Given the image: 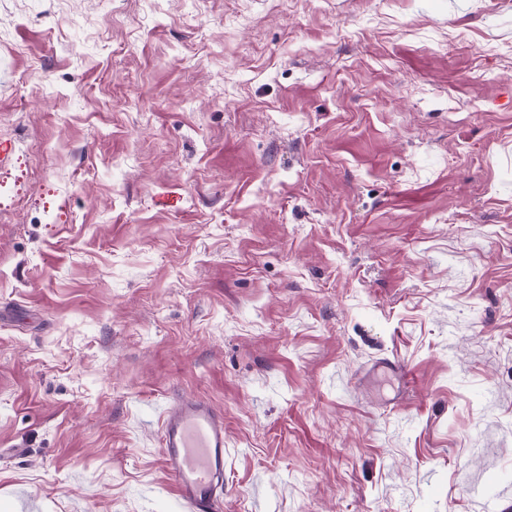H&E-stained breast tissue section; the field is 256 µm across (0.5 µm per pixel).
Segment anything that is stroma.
<instances>
[{
    "label": "stroma",
    "instance_id": "1",
    "mask_svg": "<svg viewBox=\"0 0 512 512\" xmlns=\"http://www.w3.org/2000/svg\"><path fill=\"white\" fill-rule=\"evenodd\" d=\"M186 393L224 512H512V0H0V512Z\"/></svg>",
    "mask_w": 512,
    "mask_h": 512
}]
</instances>
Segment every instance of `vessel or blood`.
Instances as JSON below:
<instances>
[{"mask_svg": "<svg viewBox=\"0 0 512 512\" xmlns=\"http://www.w3.org/2000/svg\"><path fill=\"white\" fill-rule=\"evenodd\" d=\"M161 448L173 494L186 512H223V414L195 395L169 400L162 412Z\"/></svg>", "mask_w": 512, "mask_h": 512, "instance_id": "1", "label": "vessel or blood"}]
</instances>
